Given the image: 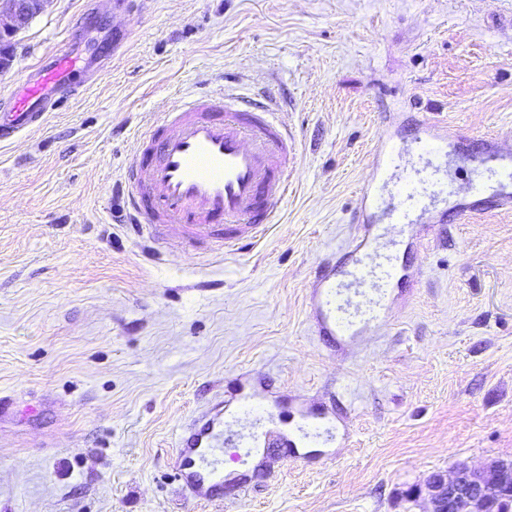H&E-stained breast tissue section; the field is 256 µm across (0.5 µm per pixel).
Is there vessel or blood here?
I'll return each instance as SVG.
<instances>
[{
    "label": "vessel or blood",
    "instance_id": "1",
    "mask_svg": "<svg viewBox=\"0 0 512 512\" xmlns=\"http://www.w3.org/2000/svg\"><path fill=\"white\" fill-rule=\"evenodd\" d=\"M82 69L76 45H62L34 74L0 95V143L41 128L63 101L80 96ZM448 138L436 124L424 125L417 139L422 151L437 152ZM138 155L124 172L121 191L134 229L170 246L236 248L253 243L276 223L295 172V142L268 103H257L232 89L176 96L166 112L138 138ZM401 157L397 144L384 140L372 154V182L362 191L355 213L363 234L344 260L329 259L312 283V306L320 336L327 342L352 341L377 324L387 309L390 290L407 281L398 253L377 258L379 226L373 210L394 224L409 221L418 204L415 189L403 187L390 198L382 192ZM325 416L304 415L310 429L301 434L264 430L229 438L228 446L250 450L288 448L293 458L317 456ZM214 418L195 423L181 440L178 476L188 492L222 486V463L213 443Z\"/></svg>",
    "mask_w": 512,
    "mask_h": 512
}]
</instances>
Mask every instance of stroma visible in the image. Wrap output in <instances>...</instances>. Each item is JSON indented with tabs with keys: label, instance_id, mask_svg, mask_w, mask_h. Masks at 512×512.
Returning a JSON list of instances; mask_svg holds the SVG:
<instances>
[{
	"label": "stroma",
	"instance_id": "1",
	"mask_svg": "<svg viewBox=\"0 0 512 512\" xmlns=\"http://www.w3.org/2000/svg\"><path fill=\"white\" fill-rule=\"evenodd\" d=\"M48 0L0 72L8 92L70 34L94 85L0 145V512H416L437 471L512 461V0ZM108 65L98 76V65ZM238 86L278 100L297 174L256 244L152 256L116 223L136 136L175 94ZM447 127L444 224L387 319L326 344L310 308L320 263L362 232L370 154ZM249 379L325 406L326 457L235 460L224 494L175 476L178 439Z\"/></svg>",
	"mask_w": 512,
	"mask_h": 512
}]
</instances>
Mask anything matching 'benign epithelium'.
<instances>
[{
	"mask_svg": "<svg viewBox=\"0 0 512 512\" xmlns=\"http://www.w3.org/2000/svg\"><path fill=\"white\" fill-rule=\"evenodd\" d=\"M47 2L0 0V69L13 61V37ZM412 495L426 499L423 512H492L497 502L512 495V465L497 461L479 468L459 465L450 474L437 471Z\"/></svg>",
	"mask_w": 512,
	"mask_h": 512,
	"instance_id": "1",
	"label": "benign epithelium"
}]
</instances>
